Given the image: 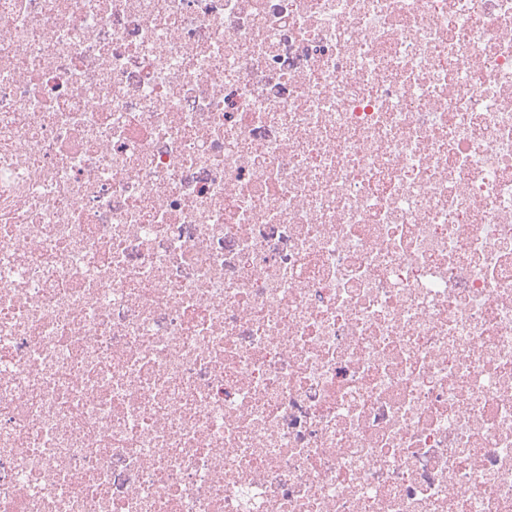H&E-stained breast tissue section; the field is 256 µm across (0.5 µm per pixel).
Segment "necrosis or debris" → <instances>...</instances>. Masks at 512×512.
<instances>
[{
    "label": "necrosis or debris",
    "mask_w": 512,
    "mask_h": 512,
    "mask_svg": "<svg viewBox=\"0 0 512 512\" xmlns=\"http://www.w3.org/2000/svg\"><path fill=\"white\" fill-rule=\"evenodd\" d=\"M0 512H512V0H0Z\"/></svg>",
    "instance_id": "necrosis-or-debris-1"
}]
</instances>
